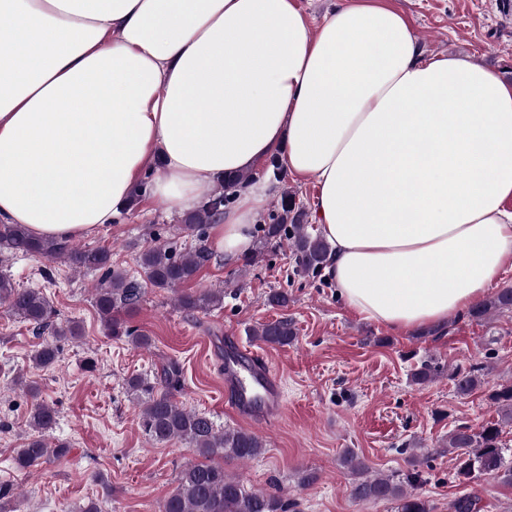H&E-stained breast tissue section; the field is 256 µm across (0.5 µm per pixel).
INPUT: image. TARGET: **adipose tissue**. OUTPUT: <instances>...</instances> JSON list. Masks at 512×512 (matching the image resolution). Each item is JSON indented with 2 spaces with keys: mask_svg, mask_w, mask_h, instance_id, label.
<instances>
[{
  "mask_svg": "<svg viewBox=\"0 0 512 512\" xmlns=\"http://www.w3.org/2000/svg\"><path fill=\"white\" fill-rule=\"evenodd\" d=\"M281 152L313 178L328 275L392 332L440 325L512 268V81L427 55L383 0L311 28L299 0H0V223L88 237L140 183L172 212ZM269 199L212 227L247 253Z\"/></svg>",
  "mask_w": 512,
  "mask_h": 512,
  "instance_id": "ef3b65f1",
  "label": "adipose tissue"
}]
</instances>
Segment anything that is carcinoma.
<instances>
[{"mask_svg":"<svg viewBox=\"0 0 512 512\" xmlns=\"http://www.w3.org/2000/svg\"><path fill=\"white\" fill-rule=\"evenodd\" d=\"M252 175L241 174L224 181L223 189L208 194L200 206L185 218V230L197 233L198 245L176 256L169 247L156 241L142 250L136 259L145 281L160 289L175 290L194 280L211 260L212 252L205 244L203 226L214 220L216 210L229 202L232 190L250 180ZM304 213L295 209L292 194L281 198L279 213L273 222L262 227L264 244L291 239L296 261V273L314 275L329 260V245L319 234L308 232L303 223ZM25 254L48 261L64 260L78 269L106 270L108 287L98 289L95 307L109 336L126 337L140 346L150 345V337L137 332L121 314H134L141 303L143 283L121 270L112 268V253L105 247L74 248L67 241L36 238L22 224H0V254ZM185 311L207 310L224 304V291L207 289L200 294L182 293L177 298ZM0 305L6 311L40 329L50 322L53 307L44 293L36 288H18L7 274H0ZM503 312L512 313V288L498 290L489 298L475 304L469 317L482 321ZM269 345L285 346L297 336L293 320L282 317L265 323L253 331ZM58 349L46 344L34 351L31 361L38 368L53 366ZM455 391L461 396L470 394L481 384L482 374L477 367H455L448 372ZM127 390L141 402L140 427L148 440L166 443L174 439L185 441L189 450L205 458L190 463L181 470L178 485L165 498L160 512H292L296 503L277 493L249 489L241 478L228 474L224 466L212 462L223 460L246 462L264 451L263 440L253 432L237 429L220 430L205 412L187 409L171 398L180 387L179 370L167 372L164 385L157 387L148 379L133 375L126 380ZM492 405L498 408L500 419L478 429L461 423L448 433V454L456 463L455 480L469 484L488 476L499 483L512 486V462L506 457L502 432L512 426V385L489 394ZM54 407L37 402L28 419L31 429L23 447L17 449L15 461L19 468L37 467L50 458L68 453V445L47 441V434L56 425ZM340 465L352 476L350 495L358 501H394L397 512H430V505L416 487L421 485L420 474L412 472L401 480L394 475H374L370 466L352 450L339 458ZM448 512H477V498L462 494L448 502Z\"/></svg>","mask_w":512,"mask_h":512,"instance_id":"carcinoma-1","label":"carcinoma"}]
</instances>
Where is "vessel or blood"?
<instances>
[{
	"label": "vessel or blood",
	"mask_w": 512,
	"mask_h": 512,
	"mask_svg": "<svg viewBox=\"0 0 512 512\" xmlns=\"http://www.w3.org/2000/svg\"><path fill=\"white\" fill-rule=\"evenodd\" d=\"M233 358L224 364V397L227 410L235 416L269 425L283 411L280 383L268 363L236 342L225 344Z\"/></svg>",
	"instance_id": "obj_1"
}]
</instances>
